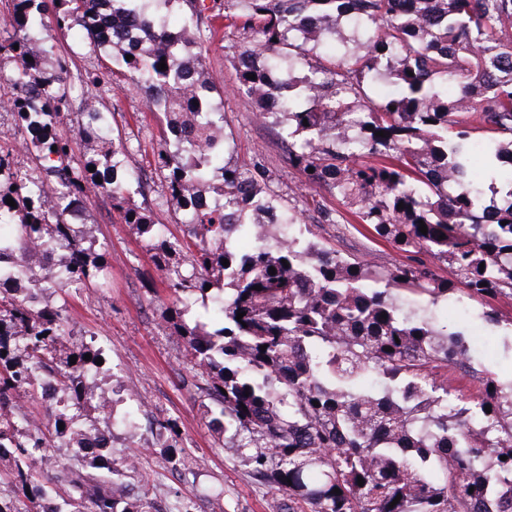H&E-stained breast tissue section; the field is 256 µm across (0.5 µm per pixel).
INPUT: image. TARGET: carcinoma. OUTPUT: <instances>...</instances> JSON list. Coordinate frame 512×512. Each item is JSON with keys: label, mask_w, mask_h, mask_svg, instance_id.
<instances>
[{"label": "carcinoma", "mask_w": 512, "mask_h": 512, "mask_svg": "<svg viewBox=\"0 0 512 512\" xmlns=\"http://www.w3.org/2000/svg\"><path fill=\"white\" fill-rule=\"evenodd\" d=\"M170 2L8 0L0 61L15 67L0 71L12 89L0 100L22 139L0 143V170L20 171L15 183L0 181V237L24 250L58 237L65 252L41 260L44 290L0 278V461H13L0 512H153L123 496L124 480L139 478L134 464L82 444L95 432L111 447L110 432L89 418L104 407L92 405L85 382L106 355L83 340L63 344L73 335L67 299L52 301L57 288L106 274L82 230L90 191L140 231L169 290L165 322L189 338L193 386L216 405L208 426L254 483L281 493L279 512H512V379L485 370L480 396L456 393L448 368L467 364L468 340L430 313L460 291L456 283L424 265L380 271L306 240L312 231L296 227L264 167L233 160L201 61L223 26L254 35L233 90L279 128L305 186L339 196L399 250L451 265L462 295H512V178L502 203H485L471 155L479 134L485 164L512 173V0H182L190 24L178 31L165 21ZM125 13L132 42L112 29ZM310 18L321 34H309ZM75 28L92 64L77 76L81 159L65 131L70 69L51 63L53 33ZM106 57L165 118L153 162L165 203L181 215L179 238L134 200L144 183L97 107L103 78L93 63ZM388 77L400 90L372 99L366 88ZM19 148L30 165L16 161ZM243 238L255 240L247 252ZM209 301V322L187 321ZM38 377L54 381L64 403L36 388ZM24 396L48 404V423L30 417ZM55 446L77 465L52 480L40 463Z\"/></svg>", "instance_id": "cac0c4a2"}]
</instances>
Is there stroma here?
Masks as SVG:
<instances>
[{"mask_svg": "<svg viewBox=\"0 0 512 512\" xmlns=\"http://www.w3.org/2000/svg\"><path fill=\"white\" fill-rule=\"evenodd\" d=\"M243 42L239 32L229 31L210 44L206 67L220 87L233 84L235 57ZM107 81L113 90L99 99L98 107L109 115L116 142L131 146L128 165L147 184V204L156 205L164 191L152 168L159 120L148 112L140 95L115 88V76ZM224 112L235 160L265 167L271 188L285 206L301 212L315 243L383 269L406 263L404 252L357 224L336 197L303 188V176L290 166L277 128L255 120L246 95H226ZM327 211L334 213L335 223L324 222ZM86 229L104 248L107 275L95 287L70 290L69 318L76 334L93 335L109 356L97 375L99 386L140 409L134 429L108 418L99 420L111 432L112 458L134 457L139 462L143 479L134 484L133 494L146 496L160 512H278L281 495L255 484L237 449L225 447L223 439L208 429L207 402L190 385L187 339L162 318L165 285L135 229L122 223L102 198L89 202ZM489 309L497 311L498 325L486 323L483 313ZM435 311L441 322L467 335L473 367L490 370L503 380L512 378L511 296L468 300L460 307L441 302ZM157 419L175 422L177 445L194 461L191 474L175 469L168 453L157 445L153 427Z\"/></svg>", "mask_w": 512, "mask_h": 512, "instance_id": "obj_1", "label": "stroma"}]
</instances>
